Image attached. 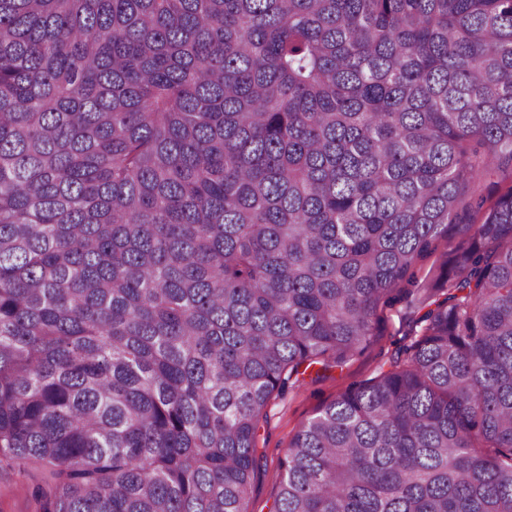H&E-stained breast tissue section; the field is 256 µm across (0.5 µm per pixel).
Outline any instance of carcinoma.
<instances>
[{
    "label": "carcinoma",
    "mask_w": 512,
    "mask_h": 512,
    "mask_svg": "<svg viewBox=\"0 0 512 512\" xmlns=\"http://www.w3.org/2000/svg\"><path fill=\"white\" fill-rule=\"evenodd\" d=\"M493 168L512 0H0V466L42 512H248L270 401L461 232L274 512H512ZM510 180L501 181L498 174H489L477 181L473 187L475 193L487 198V204L494 201L498 195L505 192L510 186Z\"/></svg>",
    "instance_id": "cac0c4a2"
}]
</instances>
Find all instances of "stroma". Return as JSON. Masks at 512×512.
<instances>
[{"instance_id":"stroma-1","label":"stroma","mask_w":512,"mask_h":512,"mask_svg":"<svg viewBox=\"0 0 512 512\" xmlns=\"http://www.w3.org/2000/svg\"><path fill=\"white\" fill-rule=\"evenodd\" d=\"M412 290L411 283H403L388 303L380 305L376 336L356 351L346 365L330 369L317 380L308 374L300 376L298 383L268 404L258 436L266 462L248 503V512H271L280 490L279 461L302 422L349 386L374 376L380 366L403 360L421 315ZM26 482L27 478L18 472L0 467V512H39V503L23 489Z\"/></svg>"}]
</instances>
